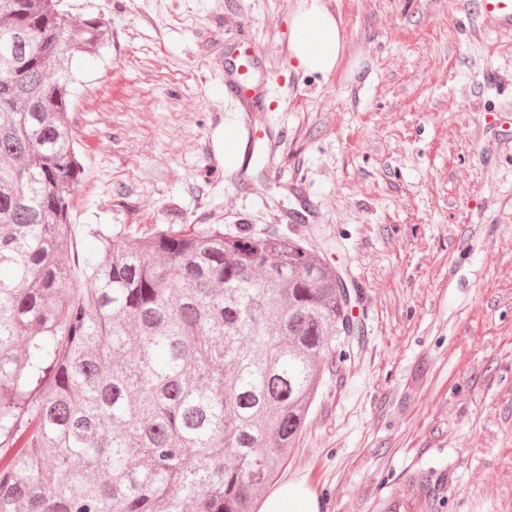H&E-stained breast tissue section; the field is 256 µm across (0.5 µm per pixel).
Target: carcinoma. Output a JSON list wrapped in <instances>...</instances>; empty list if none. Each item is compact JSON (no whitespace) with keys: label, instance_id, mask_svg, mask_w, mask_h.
I'll return each instance as SVG.
<instances>
[{"label":"carcinoma","instance_id":"1","mask_svg":"<svg viewBox=\"0 0 512 512\" xmlns=\"http://www.w3.org/2000/svg\"><path fill=\"white\" fill-rule=\"evenodd\" d=\"M62 0H0V512H255L360 327L304 241L86 225Z\"/></svg>","mask_w":512,"mask_h":512}]
</instances>
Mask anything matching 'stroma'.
<instances>
[{
    "label": "stroma",
    "instance_id": "obj_1",
    "mask_svg": "<svg viewBox=\"0 0 512 512\" xmlns=\"http://www.w3.org/2000/svg\"><path fill=\"white\" fill-rule=\"evenodd\" d=\"M300 2L64 0L111 40L72 61V220L304 238L358 289L362 328L320 363L275 483L325 512H512V33L473 0H321L344 49L309 72L288 57ZM242 36L266 55L272 141L230 167Z\"/></svg>",
    "mask_w": 512,
    "mask_h": 512
}]
</instances>
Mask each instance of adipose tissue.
<instances>
[{"label":"adipose tissue","mask_w":512,"mask_h":512,"mask_svg":"<svg viewBox=\"0 0 512 512\" xmlns=\"http://www.w3.org/2000/svg\"><path fill=\"white\" fill-rule=\"evenodd\" d=\"M343 51L340 28L320 0H301L291 17L289 57L295 68L331 72ZM314 492L299 482L279 485L261 504L259 512H321Z\"/></svg>","instance_id":"1"}]
</instances>
